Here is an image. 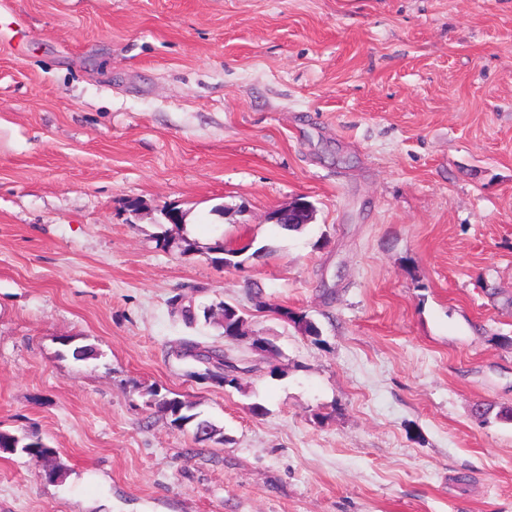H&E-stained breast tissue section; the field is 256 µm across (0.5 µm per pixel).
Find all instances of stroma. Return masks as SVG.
<instances>
[{
    "mask_svg": "<svg viewBox=\"0 0 512 512\" xmlns=\"http://www.w3.org/2000/svg\"><path fill=\"white\" fill-rule=\"evenodd\" d=\"M510 405L512 0H0V512H512ZM185 355L191 356H203L205 360L214 362V366L217 369L222 370V372H214L212 375L219 379L224 383V385L234 387L237 385V373L240 371V368L237 364L238 360L233 358L231 355L227 354L225 351L221 350H211L206 351V354H198L196 350H198V345L191 341H184L181 344L180 348ZM150 408L155 412L170 419V424L182 430L180 422L193 429V434L198 440L215 439L218 443L226 441L223 432L215 424L207 419L199 418V412H195L192 402L182 399L179 396H160L157 391H150ZM14 446L20 448L21 453L30 457L41 458L54 453L53 448H49L37 430L32 429L20 435L0 430V448H5L0 452L11 453V447Z\"/></svg>",
    "mask_w": 512,
    "mask_h": 512,
    "instance_id": "stroma-1",
    "label": "stroma"
}]
</instances>
